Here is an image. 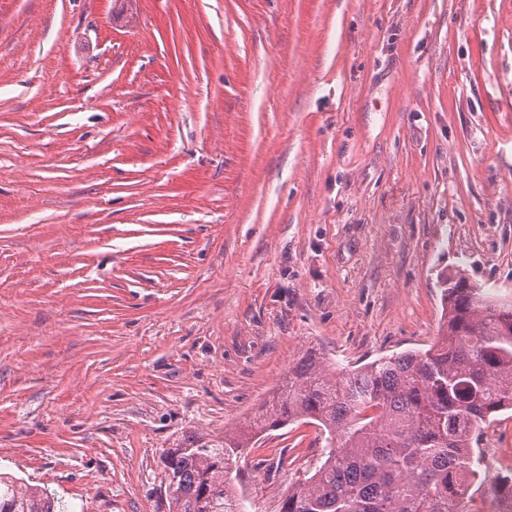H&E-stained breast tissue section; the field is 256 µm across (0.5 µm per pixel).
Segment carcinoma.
I'll return each instance as SVG.
<instances>
[{"label": "carcinoma", "instance_id": "cac0c4a2", "mask_svg": "<svg viewBox=\"0 0 512 512\" xmlns=\"http://www.w3.org/2000/svg\"><path fill=\"white\" fill-rule=\"evenodd\" d=\"M446 334L426 350L354 369L311 349L271 407L221 439L188 434L164 450L169 512H241L232 465L254 439L295 422L318 426L313 469L293 478L279 512H460L480 455L479 430L512 411V300L458 271L444 278ZM0 512H66L55 493L0 472Z\"/></svg>", "mask_w": 512, "mask_h": 512}]
</instances>
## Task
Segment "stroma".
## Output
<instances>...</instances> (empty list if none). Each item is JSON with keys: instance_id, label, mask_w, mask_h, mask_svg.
Wrapping results in <instances>:
<instances>
[{"instance_id": "1", "label": "stroma", "mask_w": 512, "mask_h": 512, "mask_svg": "<svg viewBox=\"0 0 512 512\" xmlns=\"http://www.w3.org/2000/svg\"><path fill=\"white\" fill-rule=\"evenodd\" d=\"M460 270L512 298V0H0V470L67 512H168L164 449L429 347Z\"/></svg>"}]
</instances>
